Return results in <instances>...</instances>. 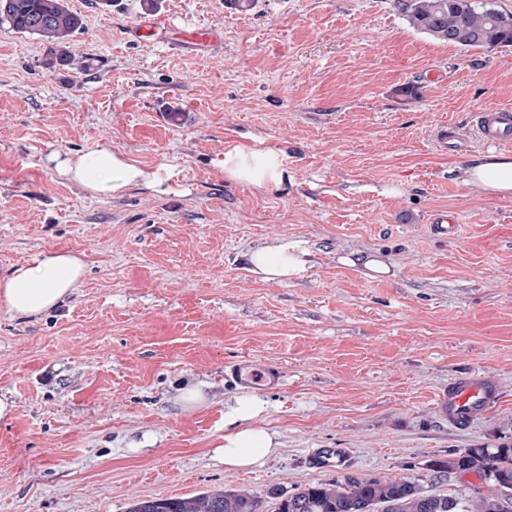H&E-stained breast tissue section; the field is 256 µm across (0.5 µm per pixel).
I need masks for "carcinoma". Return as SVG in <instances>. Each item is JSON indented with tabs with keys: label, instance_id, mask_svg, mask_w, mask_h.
I'll return each instance as SVG.
<instances>
[{
	"label": "carcinoma",
	"instance_id": "carcinoma-1",
	"mask_svg": "<svg viewBox=\"0 0 512 512\" xmlns=\"http://www.w3.org/2000/svg\"><path fill=\"white\" fill-rule=\"evenodd\" d=\"M410 24L442 42L464 49L512 46V15L486 0H398ZM60 48L57 63L68 65L70 36L82 18L63 0H0V22ZM437 478L473 473L488 485L477 503L425 490L417 480L346 476L306 484L292 494L271 492L274 512H512V446L464 448L430 461ZM263 500L246 491L218 490L190 497L138 499L128 512H262Z\"/></svg>",
	"mask_w": 512,
	"mask_h": 512
}]
</instances>
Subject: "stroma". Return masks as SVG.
I'll return each mask as SVG.
<instances>
[{
	"label": "stroma",
	"instance_id": "1",
	"mask_svg": "<svg viewBox=\"0 0 512 512\" xmlns=\"http://www.w3.org/2000/svg\"><path fill=\"white\" fill-rule=\"evenodd\" d=\"M64 3L83 19L72 68L0 23V275L48 250L86 261L55 310L0 306V394L16 404L0 422V512H127L224 489L273 512L272 491L346 473L473 499L476 475L438 481L427 465L512 445V197L465 176L491 151L475 112L512 107V46L436 40L397 0ZM160 16L224 42L138 39ZM106 143L170 168L168 192L91 195L48 161ZM234 144L281 151L283 188L229 181ZM443 212L454 235L434 230ZM281 240L307 249V270L262 280L246 255ZM236 361L283 373L254 388L253 424L279 452L237 471L215 453ZM472 373L499 400L460 425L439 397ZM194 384L206 401L189 407Z\"/></svg>",
	"mask_w": 512,
	"mask_h": 512
}]
</instances>
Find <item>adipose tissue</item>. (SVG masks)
Here are the masks:
<instances>
[{"mask_svg": "<svg viewBox=\"0 0 512 512\" xmlns=\"http://www.w3.org/2000/svg\"><path fill=\"white\" fill-rule=\"evenodd\" d=\"M54 163L60 176L92 194L118 196L136 185L159 192L171 178L169 170H146L108 145L83 154L58 157ZM224 175L267 191L281 189L288 179L280 151L246 145L225 148ZM467 175L470 182L488 192L512 195L510 154L476 158L469 165ZM306 255V249L300 244L282 240L250 252L247 261L252 271L263 279L285 282L306 271ZM84 272L82 254L42 253L33 263L14 267L0 280V306L19 316H38L61 305L82 280ZM264 409V400L253 393L240 394L226 405L224 444L216 450L226 468H251L264 464L276 454L279 442L275 434L252 424Z\"/></svg>", "mask_w": 512, "mask_h": 512, "instance_id": "ef3b65f1", "label": "adipose tissue"}]
</instances>
